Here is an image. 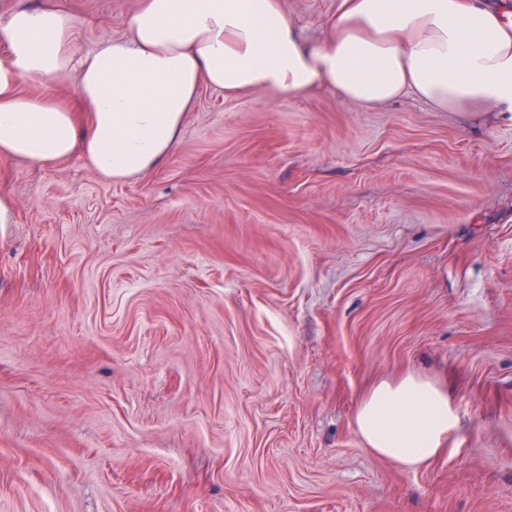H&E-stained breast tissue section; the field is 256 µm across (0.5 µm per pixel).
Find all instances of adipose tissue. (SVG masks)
<instances>
[{
	"label": "adipose tissue",
	"mask_w": 512,
	"mask_h": 512,
	"mask_svg": "<svg viewBox=\"0 0 512 512\" xmlns=\"http://www.w3.org/2000/svg\"><path fill=\"white\" fill-rule=\"evenodd\" d=\"M0 34V156L43 168L78 154L114 181L164 162L204 87L512 112V17L484 0H337L315 40L282 0H139L128 35L89 51L54 7H11ZM23 79L76 82L80 112L23 94ZM455 423L447 389L413 374L373 386L355 415L364 444L407 469L439 456Z\"/></svg>",
	"instance_id": "adipose-tissue-1"
}]
</instances>
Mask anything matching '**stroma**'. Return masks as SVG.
I'll return each mask as SVG.
<instances>
[{"label":"stroma","mask_w":512,"mask_h":512,"mask_svg":"<svg viewBox=\"0 0 512 512\" xmlns=\"http://www.w3.org/2000/svg\"><path fill=\"white\" fill-rule=\"evenodd\" d=\"M53 2L88 50L137 0ZM0 193V512H512L511 112L206 87L150 174ZM406 373L457 415L416 469L355 425Z\"/></svg>","instance_id":"35a3bbf8"}]
</instances>
